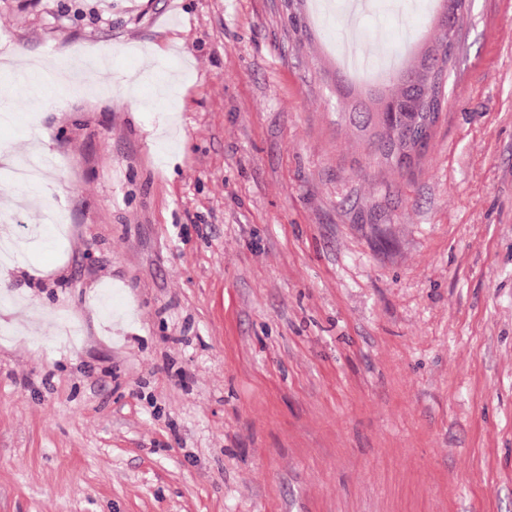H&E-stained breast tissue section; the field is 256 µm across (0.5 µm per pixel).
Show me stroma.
<instances>
[{
  "instance_id": "35a3bbf8",
  "label": "stroma",
  "mask_w": 512,
  "mask_h": 512,
  "mask_svg": "<svg viewBox=\"0 0 512 512\" xmlns=\"http://www.w3.org/2000/svg\"><path fill=\"white\" fill-rule=\"evenodd\" d=\"M299 0H0V194L66 219L0 279V512H512V0H472L420 170L349 120L395 43ZM71 318L67 344L53 326Z\"/></svg>"
}]
</instances>
